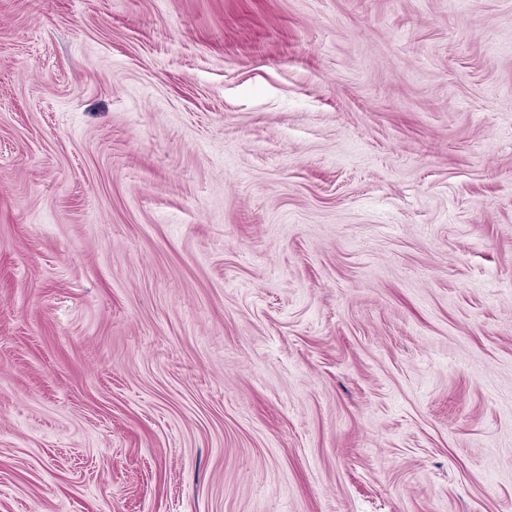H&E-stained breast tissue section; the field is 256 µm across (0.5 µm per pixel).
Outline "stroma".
Returning <instances> with one entry per match:
<instances>
[{"label":"stroma","mask_w":512,"mask_h":512,"mask_svg":"<svg viewBox=\"0 0 512 512\" xmlns=\"http://www.w3.org/2000/svg\"><path fill=\"white\" fill-rule=\"evenodd\" d=\"M0 512H512V0H0Z\"/></svg>","instance_id":"35a3bbf8"}]
</instances>
